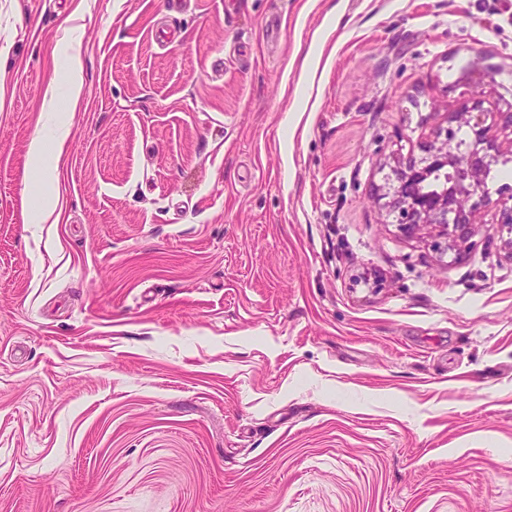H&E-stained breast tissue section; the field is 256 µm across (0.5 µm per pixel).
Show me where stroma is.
<instances>
[{
  "label": "stroma",
  "mask_w": 512,
  "mask_h": 512,
  "mask_svg": "<svg viewBox=\"0 0 512 512\" xmlns=\"http://www.w3.org/2000/svg\"><path fill=\"white\" fill-rule=\"evenodd\" d=\"M0 71V512H512V132L460 256L373 199L512 105V0H0ZM63 72V80L51 82L43 94L40 107L41 128L36 130L28 146L30 163L35 169L43 171L46 185L41 205L32 212L28 198L21 200L28 224H47L49 221L57 224L61 213V209L56 213L60 205V193L54 183L55 176L48 158L50 156L55 162L60 160L71 136L68 117L82 105L84 60L79 52L63 51ZM62 105L67 112H61ZM512 196L510 198V205L506 201H501L498 209L497 223L503 228L507 229V234L510 236L507 238H501L500 240V251L510 258L512 261Z\"/></svg>",
  "instance_id": "1"
}]
</instances>
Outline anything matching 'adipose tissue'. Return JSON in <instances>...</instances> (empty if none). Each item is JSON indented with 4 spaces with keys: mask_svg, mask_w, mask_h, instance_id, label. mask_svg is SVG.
Listing matches in <instances>:
<instances>
[{
    "mask_svg": "<svg viewBox=\"0 0 512 512\" xmlns=\"http://www.w3.org/2000/svg\"><path fill=\"white\" fill-rule=\"evenodd\" d=\"M62 80L51 82L45 90L40 107V123L28 146L31 164L42 171L46 189L38 208H31L29 201H22L26 221L44 224L52 221L60 205V193L55 185L51 161L60 160L71 136L68 116L77 111L84 97V60L80 53L64 52Z\"/></svg>",
    "mask_w": 512,
    "mask_h": 512,
    "instance_id": "adipose-tissue-1",
    "label": "adipose tissue"
}]
</instances>
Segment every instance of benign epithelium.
<instances>
[{
    "label": "benign epithelium",
    "mask_w": 512,
    "mask_h": 512,
    "mask_svg": "<svg viewBox=\"0 0 512 512\" xmlns=\"http://www.w3.org/2000/svg\"><path fill=\"white\" fill-rule=\"evenodd\" d=\"M481 95L480 89L466 94L459 109L448 116V125L432 131L422 157L394 159L391 173L375 194L400 232L408 237L429 235L433 249L442 254L459 255L473 246L476 213L488 198L486 179L501 156L495 130H512V108L485 110ZM462 127L471 132L464 149L456 137ZM497 223L509 234L500 240V251L512 259V204L500 202Z\"/></svg>",
    "instance_id": "benign-epithelium-1"
}]
</instances>
